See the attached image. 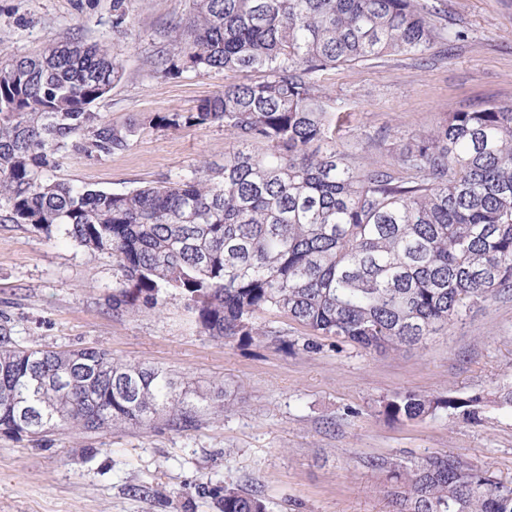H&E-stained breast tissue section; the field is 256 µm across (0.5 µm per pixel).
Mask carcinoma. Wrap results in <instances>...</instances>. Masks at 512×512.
Returning a JSON list of instances; mask_svg holds the SVG:
<instances>
[{"mask_svg": "<svg viewBox=\"0 0 512 512\" xmlns=\"http://www.w3.org/2000/svg\"><path fill=\"white\" fill-rule=\"evenodd\" d=\"M421 0H192L172 30L177 51L153 62L173 76L261 71L195 111L157 113L168 127L218 124L236 147L217 171L123 193L43 175L68 147L109 155L131 130L92 104L124 68L105 43H51L0 60V222L56 228L112 254V313L156 311L178 294L201 332L253 341L270 313L315 336L374 353L423 347L471 309L512 291V103L450 112L400 141L391 165L354 167L319 76L384 55H424L451 35ZM476 400L396 394L392 422ZM196 403L165 370L105 349H39L0 325V433L189 427ZM394 512H512V496L465 456L412 464L375 458ZM219 512H267L259 491L213 488Z\"/></svg>", "mask_w": 512, "mask_h": 512, "instance_id": "cac0c4a2", "label": "carcinoma"}]
</instances>
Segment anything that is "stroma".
Wrapping results in <instances>:
<instances>
[{
    "label": "stroma",
    "mask_w": 512,
    "mask_h": 512,
    "mask_svg": "<svg viewBox=\"0 0 512 512\" xmlns=\"http://www.w3.org/2000/svg\"><path fill=\"white\" fill-rule=\"evenodd\" d=\"M435 22L462 32L448 52L387 55L326 71L330 111L346 120L337 140L355 166L392 163L400 140L450 112L512 102V0H429ZM0 0V49L23 56L48 43H105L124 75L93 105L123 126L155 113L191 112L224 85L258 72L189 70L164 78L152 61L171 48V28L190 0ZM235 142L222 127L144 125L110 154L63 149L45 175L108 192L192 176L223 165ZM121 272L111 254L60 233L0 223V317L19 343L42 349L97 347L166 369L191 393L224 390V409L198 403L192 426L55 434L45 441L0 435V512H215L204 488L220 482L261 490L268 512H392L367 466L455 453L512 487V410L495 401L512 381V295L474 307L465 323L421 349L394 355L314 336L273 314L263 341L201 333L180 297L159 311L113 316ZM481 397L477 419L442 412L394 423L379 411L397 393Z\"/></svg>",
    "instance_id": "obj_1"
}]
</instances>
